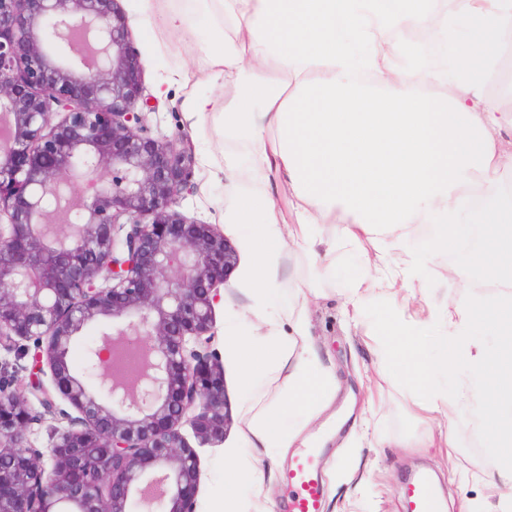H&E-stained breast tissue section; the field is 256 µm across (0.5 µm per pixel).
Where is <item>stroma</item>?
Masks as SVG:
<instances>
[{
	"label": "stroma",
	"mask_w": 512,
	"mask_h": 512,
	"mask_svg": "<svg viewBox=\"0 0 512 512\" xmlns=\"http://www.w3.org/2000/svg\"><path fill=\"white\" fill-rule=\"evenodd\" d=\"M118 8L126 16L131 43L144 64L145 95L154 107L146 119L151 136L162 139L182 133V145L194 158L192 188L173 208L188 218L218 225L238 257L215 306L216 346L223 356L224 396L232 423L220 443L198 439L190 427L182 429L200 460L198 512H223L227 506L232 512H255L254 492L244 474L256 466L273 474L266 485L270 512H283L288 489L282 477L288 459L251 447L242 432L245 412L269 402L275 387L264 377L249 386L242 383L234 337L246 332L252 349L264 352L290 338L292 330L285 322L270 326L256 317L257 291L248 281L253 266L249 233L245 225L221 218L222 213L243 208L242 197L228 194L219 172L228 161L243 163L242 149L225 139L213 118L200 120L185 112L188 89L178 79L179 74L206 66L202 42L221 18L203 0H156L153 21L146 17L143 0H118ZM171 12L186 17L185 32L174 33L161 24L160 15ZM343 286L340 278L324 283L307 310L311 342L339 379L335 401L307 429L311 436L327 429L332 432L320 450L322 512H407L404 489L421 468L436 475L441 496L452 510L463 500L487 504L484 484L465 480L462 472L487 455L493 438L465 417L458 424L461 446L455 454L443 448L416 447L423 432L445 429L446 422L416 408L419 390L401 383L399 367L380 361L365 327L346 317ZM231 467L242 477L228 492L224 475Z\"/></svg>",
	"instance_id": "1"
}]
</instances>
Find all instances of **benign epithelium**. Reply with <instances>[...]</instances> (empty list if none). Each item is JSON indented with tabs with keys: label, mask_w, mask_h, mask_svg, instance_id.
<instances>
[{
	"label": "benign epithelium",
	"mask_w": 512,
	"mask_h": 512,
	"mask_svg": "<svg viewBox=\"0 0 512 512\" xmlns=\"http://www.w3.org/2000/svg\"><path fill=\"white\" fill-rule=\"evenodd\" d=\"M117 2L0 0V348L31 357L30 392L0 383V512H197L181 428L218 443L231 424L214 313L237 254L172 209L193 158L144 132ZM100 319L92 387L68 353ZM58 396L77 416L47 466L26 433Z\"/></svg>",
	"instance_id": "7a95c632"
}]
</instances>
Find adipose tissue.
Segmentation results:
<instances>
[{
  "label": "adipose tissue",
  "mask_w": 512,
  "mask_h": 512,
  "mask_svg": "<svg viewBox=\"0 0 512 512\" xmlns=\"http://www.w3.org/2000/svg\"><path fill=\"white\" fill-rule=\"evenodd\" d=\"M210 2L226 26L208 39L209 67L194 83L214 87L226 76L233 91H192L184 107L218 112L225 138L247 154L245 167L228 164L226 179L247 201L237 219L251 227L254 284L292 297L274 317L299 338L261 354L237 339L244 381L269 372L278 388L243 421L253 447L291 448L336 394L309 339L310 296L351 260L346 313L363 320L385 286L375 269L391 263L409 296L431 302L452 347L424 366L416 349L396 346L411 330L392 296L382 355L421 390V410L447 418L451 448L461 413L440 381L463 368L468 410L496 438L487 486L496 512H512V0H456L445 15L434 0ZM411 29L424 30L440 56L405 40ZM278 183L290 196L286 219ZM324 224L334 227L327 239ZM423 224L427 239L408 248ZM465 224L482 227L467 250L458 233ZM364 239L377 245L375 256L361 250ZM459 249L461 262L439 278V259ZM296 251L313 259L308 277L276 283V268ZM441 287L494 288L499 298L451 308L433 301ZM477 330L496 337L495 349L473 340Z\"/></svg>",
  "instance_id": "ef3b65f1"
}]
</instances>
